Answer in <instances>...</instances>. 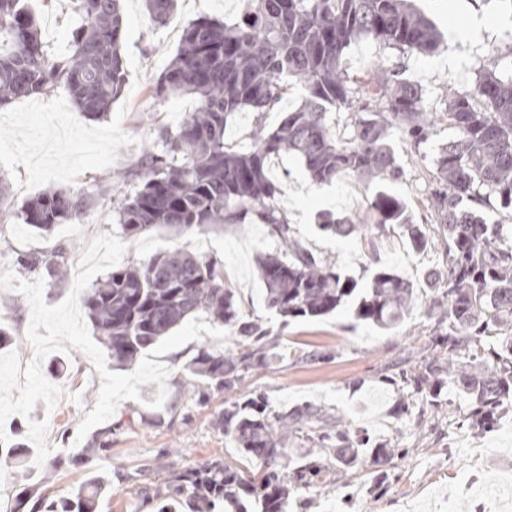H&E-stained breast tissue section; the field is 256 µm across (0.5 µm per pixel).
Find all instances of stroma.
Masks as SVG:
<instances>
[{
	"label": "stroma",
	"instance_id": "35a3bbf8",
	"mask_svg": "<svg viewBox=\"0 0 512 512\" xmlns=\"http://www.w3.org/2000/svg\"><path fill=\"white\" fill-rule=\"evenodd\" d=\"M440 31H447L449 15L464 21L478 20L469 40L441 43L430 56L399 55L361 40L346 54L352 73L365 74L376 66L397 67L403 79L421 87L433 111H441L448 89L466 88L480 73L493 70L512 73V8L500 0H413ZM46 39L59 51L66 50L79 25L71 0H32ZM123 52L128 71L122 97L112 106L107 120H93L73 108L66 88L55 87L44 97L21 99L0 106V175L11 188L14 205L48 188L95 194L109 173L135 163L144 145L155 142L160 128L178 126L191 112V99H157L151 87L175 54L183 28L198 16L230 19L241 11L240 0H179L175 16L165 25L154 24L142 0H124ZM70 130L69 138L55 136L57 127ZM391 143L404 169L402 179L389 183V190L411 208L417 223H431L427 197L432 186L431 165L417 156L400 133ZM282 191L278 197L291 230L310 251L335 262L343 272L367 281L374 263H381L428 291L425 274L441 267L445 244L433 237L423 252L413 250L401 230L387 228L378 236L379 250L370 253L363 237L339 239L322 232L317 216L331 212L345 217L363 215L375 187L353 176L342 175L331 184L313 186L301 161L283 154L270 163ZM121 235L111 211L94 206L58 226L53 239L36 234L20 219L0 223V273L15 269L19 278L43 280V298L56 305L70 293L74 280L54 283L45 269L19 268L21 256L48 250L54 241L70 247V265H78L90 241L103 234ZM177 245L215 258L224 264V274L238 291L244 314L270 328L287 359L247 376L236 393L210 391L204 401L185 393V366L199 343L225 348L227 340L203 336L201 342L161 355L170 374L167 397L154 407L158 386L141 385L139 399L122 401L114 415L92 428L84 439L76 433L85 415L92 411L102 380L86 354L79 350L52 353L44 366L57 365L55 382L64 395L53 410L37 402L30 416H11L6 422L9 450L26 442L29 421H48L50 452L43 464L35 453L23 462L0 458V506L33 512L42 501L68 498L85 484L86 471L75 462L82 449L107 436L109 452L99 465L112 471V491L100 498L97 512H153V505L139 497L127 474L147 466L151 481L162 483L169 468L185 469L214 459L235 460L237 451L216 431L213 417L235 397L264 393L279 409L303 403L325 407L343 416L372 438L385 441L407 454L396 461L381 484L362 474L331 491L302 490L290 498L288 512H512V407L500 413L490 430H475L463 420L464 402L454 398L447 417L435 425L400 419V390L392 379L396 368L425 354L428 336L425 317L413 312L397 325L380 328L355 320L347 309L313 319L290 321L281 326L268 312L254 273L257 248H273L263 224L244 229H195L174 233L152 232L129 241L124 263L145 261ZM29 305L15 291H0V326L12 337L21 364L30 363L35 350L26 338ZM322 349L332 357L306 362L303 351Z\"/></svg>",
	"mask_w": 512,
	"mask_h": 512
}]
</instances>
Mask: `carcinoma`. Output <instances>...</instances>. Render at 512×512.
<instances>
[{"mask_svg":"<svg viewBox=\"0 0 512 512\" xmlns=\"http://www.w3.org/2000/svg\"><path fill=\"white\" fill-rule=\"evenodd\" d=\"M156 24L169 20L176 0H145ZM82 20L69 48L56 55L44 41L30 0H0V105L43 97L65 86L77 111L102 119L127 81L122 55L120 0H73ZM370 39L381 48L429 56L441 44L437 28L409 0H243L232 22L200 17L184 29L180 46L152 87L156 98L191 97L195 108L176 129L161 128L159 144L135 165L117 173L138 182L134 194L118 197L103 186L95 196L52 189L17 212L7 211L8 187L0 177V222L16 216L42 236L72 215L102 203L112 210L125 236L133 239L160 228L201 232L264 224L277 241L255 257L266 309L286 326L351 306L356 319L385 328L415 310L430 320L427 354L399 370L401 415L418 411V422H436L451 406L448 393L465 402L466 419L491 428L504 404L512 403V226L488 224L465 201L512 217V77L485 71L467 90L448 92L445 110L431 112L422 89L383 69L353 76L346 50ZM304 91L302 104L268 127L266 113L278 108L290 81ZM256 114L251 146L225 140L238 112ZM347 111L351 134L336 137L332 116ZM454 131L432 157L428 205L448 235L446 264L431 275V296L378 266L367 284L314 255L291 234L280 208V188L270 161L281 153L298 156L315 185L348 173L365 181L393 182L404 170L389 143L400 131L414 151L433 127ZM402 229L418 252L428 244L425 227L414 223L403 200L379 186L364 218L319 216L321 230L338 238ZM69 250L63 244L20 258L27 269L45 267L62 279ZM88 320L112 365L128 368L190 317L205 314L230 332L225 349L200 347L185 366L192 393L232 392L250 373L282 358L275 337L244 316L237 291L224 281V264L184 248L115 268L83 297ZM213 427L241 459L259 466L261 478L238 463L215 460L172 470L165 488L154 492L157 512L182 507L209 512H288L295 492L331 490L351 474L378 477L405 449L373 442L344 418L305 404L272 407L263 396L239 400L216 414ZM302 442L288 453V443ZM112 489L108 472L89 471L86 490L51 502L44 512H96Z\"/></svg>","mask_w":512,"mask_h":512,"instance_id":"1","label":"carcinoma"}]
</instances>
